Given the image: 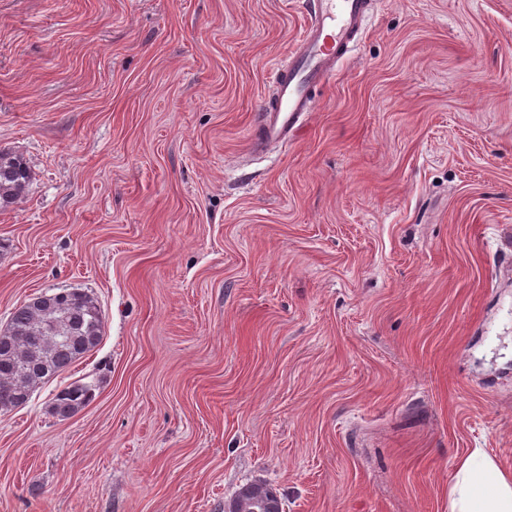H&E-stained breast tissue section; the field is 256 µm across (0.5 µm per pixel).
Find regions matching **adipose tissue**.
<instances>
[{"label":"adipose tissue","instance_id":"obj_1","mask_svg":"<svg viewBox=\"0 0 512 512\" xmlns=\"http://www.w3.org/2000/svg\"><path fill=\"white\" fill-rule=\"evenodd\" d=\"M449 503L450 512H512V473L474 450L457 468Z\"/></svg>","mask_w":512,"mask_h":512}]
</instances>
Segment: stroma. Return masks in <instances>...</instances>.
<instances>
[{
  "mask_svg": "<svg viewBox=\"0 0 512 512\" xmlns=\"http://www.w3.org/2000/svg\"><path fill=\"white\" fill-rule=\"evenodd\" d=\"M370 2L259 147L304 0H0V327L65 288L104 317L0 411V512H449L474 449L512 471V0ZM29 176V168L21 156L0 151V210L20 201ZM98 386L95 381H75L58 390L50 404L49 412L53 417L66 420L95 399ZM267 488L268 486L262 482H253L240 488L233 499L240 510L237 512H283L281 500L273 492H266ZM256 492H266V495L258 497L254 501L253 510L250 511Z\"/></svg>",
  "mask_w": 512,
  "mask_h": 512,
  "instance_id": "35a3bbf8",
  "label": "stroma"
}]
</instances>
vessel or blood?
<instances>
[{"instance_id":"1","label":"vessel or blood","mask_w":512,"mask_h":512,"mask_svg":"<svg viewBox=\"0 0 512 512\" xmlns=\"http://www.w3.org/2000/svg\"><path fill=\"white\" fill-rule=\"evenodd\" d=\"M310 24L291 49L288 65L276 69V97L265 109L254 141H287L301 117L314 111L312 87L329 82L336 65L364 32L370 18L368 0H306Z\"/></svg>"}]
</instances>
